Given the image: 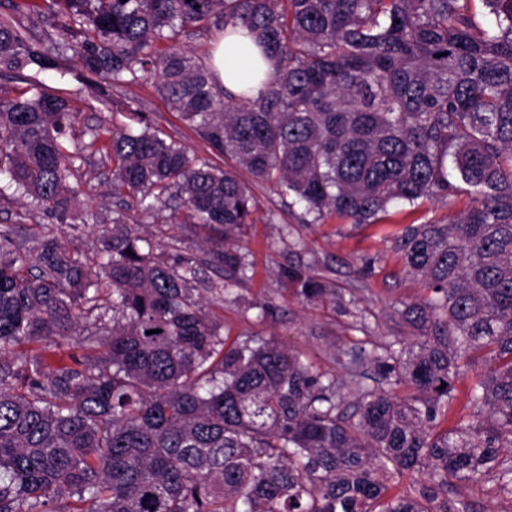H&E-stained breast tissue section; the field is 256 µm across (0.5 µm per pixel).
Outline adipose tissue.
Returning <instances> with one entry per match:
<instances>
[{
  "label": "adipose tissue",
  "mask_w": 512,
  "mask_h": 512,
  "mask_svg": "<svg viewBox=\"0 0 512 512\" xmlns=\"http://www.w3.org/2000/svg\"><path fill=\"white\" fill-rule=\"evenodd\" d=\"M248 43L242 35L229 34L221 37L213 49V67L224 88L236 95L253 86L260 61L257 50L249 49Z\"/></svg>",
  "instance_id": "ef3b65f1"
}]
</instances>
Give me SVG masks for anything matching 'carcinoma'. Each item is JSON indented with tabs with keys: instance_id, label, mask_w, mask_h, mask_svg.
I'll list each match as a JSON object with an SVG mask.
<instances>
[{
	"instance_id": "obj_1",
	"label": "carcinoma",
	"mask_w": 512,
	"mask_h": 512,
	"mask_svg": "<svg viewBox=\"0 0 512 512\" xmlns=\"http://www.w3.org/2000/svg\"><path fill=\"white\" fill-rule=\"evenodd\" d=\"M475 2L50 0L38 40L0 19V69L63 79L51 56L70 51L111 88L152 82L235 163L142 119L70 147L67 99L39 81L0 97V196L72 224L90 153L118 199L94 270L56 235L0 232V512H465L453 488L490 472L512 496V0H481L484 21ZM196 24L247 31L272 63L255 93H228L172 44ZM237 167L315 221L472 200L394 237L430 295L398 311L413 342L350 354L380 372L370 387L352 370L350 414L335 376L273 341L227 343L198 294L209 266L246 275L224 248L256 206ZM172 202L177 223L219 235L206 259L171 263L128 226L127 211ZM483 359L495 368L469 390L471 419L435 431L460 369ZM400 384L413 395L392 394ZM411 471L426 474L415 493L389 494Z\"/></svg>"
}]
</instances>
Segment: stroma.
<instances>
[{
	"label": "stroma",
	"mask_w": 512,
	"mask_h": 512,
	"mask_svg": "<svg viewBox=\"0 0 512 512\" xmlns=\"http://www.w3.org/2000/svg\"><path fill=\"white\" fill-rule=\"evenodd\" d=\"M40 79L45 86L66 92L80 113L81 126L133 127L143 118L213 164H226L154 84L115 87L99 97L81 80L70 77L61 83L52 72ZM82 170L83 207L96 212L101 225H111L110 166L95 155L83 162ZM251 183L257 202L253 221L229 240L244 258L246 276L230 292L207 294L209 309L223 320L229 339H272L300 351L306 362L335 375L346 402L355 403L346 351L371 349L394 336L411 338L412 330L398 311L427 294L424 284L405 272L393 248L394 237L407 225L431 217L450 221L468 198L428 200L414 208L394 206L376 224H349L332 215L310 224L301 209L289 206L272 185ZM54 225L52 217L28 215L23 201L0 199V231L14 229L30 236ZM138 230L167 258H205L211 241L207 228L173 223L166 210ZM314 283L323 288V295L308 296ZM454 496L469 504L470 512H512V496L500 493L492 478L478 487L456 486Z\"/></svg>",
	"instance_id": "35a3bbf8"
}]
</instances>
